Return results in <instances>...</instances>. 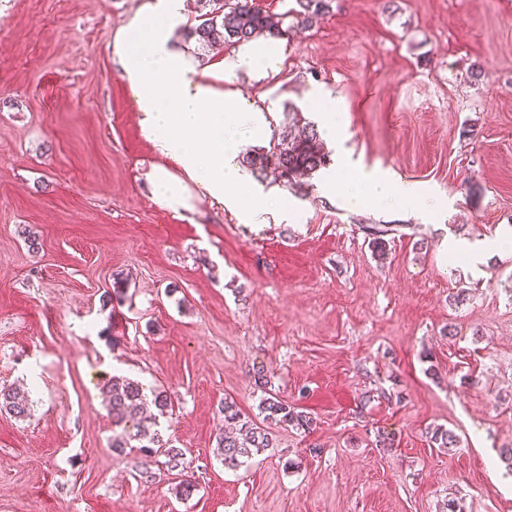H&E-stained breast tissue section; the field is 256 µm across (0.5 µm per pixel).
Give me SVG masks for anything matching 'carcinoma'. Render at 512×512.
Here are the masks:
<instances>
[{"mask_svg": "<svg viewBox=\"0 0 512 512\" xmlns=\"http://www.w3.org/2000/svg\"><path fill=\"white\" fill-rule=\"evenodd\" d=\"M209 6L207 18L201 23L183 28L185 41L195 42L201 48L215 45H240L258 37H280L288 32L285 20L293 18L296 25L307 27L315 19L329 12L330 0H296V7L285 13H271L254 5V0H204ZM291 121L278 130L277 139L242 155V165L259 180L274 176L284 186L305 193L312 187L311 179L320 169L330 164L324 151L317 126L305 120L298 107L284 105ZM108 413L112 419V447L136 446L150 458L156 454L165 457V466L170 471H184V453L170 445L156 429L157 422L144 423L142 418L147 396L142 386L124 376L114 375L103 389ZM260 411L264 420L275 421L296 429H311L314 419L298 410L294 404L268 395L261 398ZM14 417L25 418L30 413L28 395L17 388L0 389V410ZM220 413L224 422L236 427V432L221 433L217 438L216 456L224 467L237 469L272 447L269 431L250 419H244L236 410L234 402L224 401ZM431 439L439 448L457 446V436L452 432L436 428Z\"/></svg>", "mask_w": 512, "mask_h": 512, "instance_id": "1", "label": "carcinoma"}]
</instances>
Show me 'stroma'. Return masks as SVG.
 Returning <instances> with one entry per match:
<instances>
[{
    "instance_id": "1",
    "label": "stroma",
    "mask_w": 512,
    "mask_h": 512,
    "mask_svg": "<svg viewBox=\"0 0 512 512\" xmlns=\"http://www.w3.org/2000/svg\"><path fill=\"white\" fill-rule=\"evenodd\" d=\"M143 2L0 0V387L31 400L0 412V512H512V248L442 247L512 237V0H331L277 69L227 73L271 128L287 102L337 113L332 166L429 203L354 209L317 175L260 228L155 202L161 158L108 49ZM115 374L170 398L185 474L158 455L145 481L139 449L110 448ZM268 389L312 428L270 424L225 469L221 405L262 421ZM5 409L14 417L25 418L30 413L28 395L17 388L0 389V410Z\"/></svg>"
}]
</instances>
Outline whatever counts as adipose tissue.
Masks as SVG:
<instances>
[{
    "mask_svg": "<svg viewBox=\"0 0 512 512\" xmlns=\"http://www.w3.org/2000/svg\"><path fill=\"white\" fill-rule=\"evenodd\" d=\"M187 22L184 0H146L110 42L119 74L134 93L141 132L164 159L149 175L155 200L175 213L189 211L198 189L246 223L285 222L288 212L276 205L275 193L238 164L242 144L267 135L266 115L224 87L225 72L274 68L282 45L269 38L203 66L177 41L178 28ZM322 186L330 192L343 188L354 206L422 200L419 190L377 169L359 171L346 184L331 169Z\"/></svg>",
    "mask_w": 512,
    "mask_h": 512,
    "instance_id": "ef3b65f1",
    "label": "adipose tissue"
}]
</instances>
